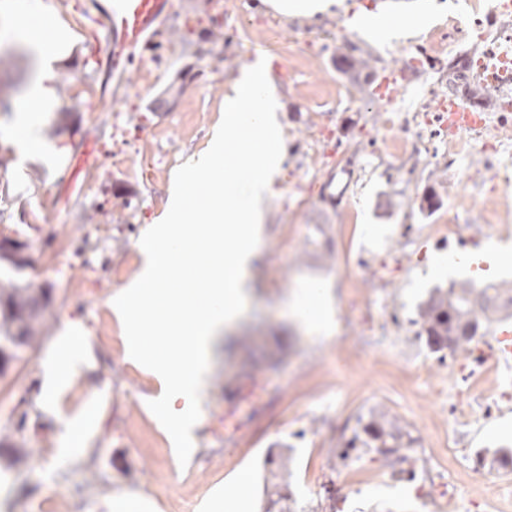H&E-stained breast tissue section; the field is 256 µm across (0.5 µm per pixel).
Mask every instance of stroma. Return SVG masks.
I'll use <instances>...</instances> for the list:
<instances>
[{
    "label": "stroma",
    "instance_id": "35a3bbf8",
    "mask_svg": "<svg viewBox=\"0 0 512 512\" xmlns=\"http://www.w3.org/2000/svg\"><path fill=\"white\" fill-rule=\"evenodd\" d=\"M89 0H0V147L9 163L0 184L21 203L0 215V239L24 244L19 284L43 289L41 342L0 376V512H117L137 496L139 512H194L218 504L243 470L255 477L241 512H262L268 458L290 459L284 479L318 504L336 489V512H437L431 477L447 474L463 489L460 512H512V369L491 356V334L438 360L419 338L420 304L433 288L467 283L512 289V264L493 267L494 251L512 250V118L501 119L470 68L500 26L495 0H341L325 14L284 17L261 0L244 15L226 0H173L168 24L127 63L126 88L103 96L98 61L105 40ZM57 17L64 54L49 60L24 16ZM365 11L420 20L413 34H360L347 21ZM224 39L214 42L212 22ZM368 57L366 67L346 59ZM274 70L277 121L286 158L265 202L259 256L247 281L248 305L216 347L201 402V425L187 466L147 406L153 377L127 361L123 329L107 302L133 279L134 245L166 208L177 168L208 148L229 83L255 57ZM67 75V94L34 113L39 147L15 149L12 127L40 69ZM403 86L394 100L369 104L373 79ZM188 84L174 106L171 85ZM455 96L486 109L485 129L456 136L433 112ZM411 138L384 140L389 123ZM97 132L100 167L78 198L56 202L58 159ZM440 202L420 209L427 189ZM502 238L485 242L483 227ZM456 225L455 233L443 225ZM305 288L329 294L331 334L309 329L297 306ZM369 306L380 331L361 320ZM90 339V357L62 404L77 416L97 400L85 447L63 442L43 400L42 362L70 322ZM397 421L416 440L415 476L377 454L336 450L360 415ZM24 431H17V423ZM496 471L497 487L477 485Z\"/></svg>",
    "mask_w": 512,
    "mask_h": 512
}]
</instances>
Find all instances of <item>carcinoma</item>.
I'll return each mask as SVG.
<instances>
[{"instance_id":"1","label":"carcinoma","mask_w":512,"mask_h":512,"mask_svg":"<svg viewBox=\"0 0 512 512\" xmlns=\"http://www.w3.org/2000/svg\"><path fill=\"white\" fill-rule=\"evenodd\" d=\"M43 298L40 288H23L10 279H0V375H4L13 359L6 354L8 345L19 340L25 347L39 344L45 325L44 314L32 313V305ZM499 290L475 289L452 283L448 288L437 287L419 307L421 331L426 345L438 354L444 350L454 354L470 342L482 325L501 310ZM416 439L404 427L381 417L364 421L357 417V426L343 448H361L386 460L407 462ZM265 512H316L289 489V485H272Z\"/></svg>"}]
</instances>
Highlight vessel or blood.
<instances>
[{"mask_svg":"<svg viewBox=\"0 0 512 512\" xmlns=\"http://www.w3.org/2000/svg\"><path fill=\"white\" fill-rule=\"evenodd\" d=\"M173 7L172 0H91L93 20L103 32L107 53L103 64L108 72H123L135 49L151 40L160 31ZM486 59L493 65L480 72L483 86L500 89L503 67L512 64V46L487 49ZM442 127L449 134L461 131H479L485 128L486 113L465 111L456 100H449L448 108L441 115ZM99 163L97 142L83 137L65 161V175L56 185L57 199L69 204L82 189L86 173ZM494 354L497 362L512 366V321H500L494 328Z\"/></svg>","mask_w":512,"mask_h":512,"instance_id":"obj_1","label":"vessel or blood"}]
</instances>
